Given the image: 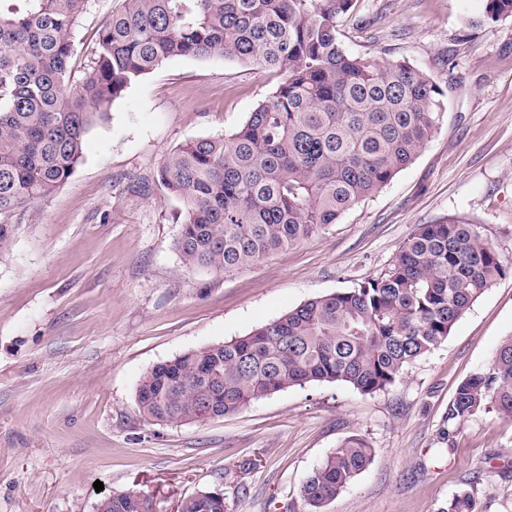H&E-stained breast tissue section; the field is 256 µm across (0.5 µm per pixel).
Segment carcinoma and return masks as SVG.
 <instances>
[{
	"label": "carcinoma",
	"mask_w": 512,
	"mask_h": 512,
	"mask_svg": "<svg viewBox=\"0 0 512 512\" xmlns=\"http://www.w3.org/2000/svg\"><path fill=\"white\" fill-rule=\"evenodd\" d=\"M352 2L115 0L77 77L74 39L89 0H0V256L25 207L73 175L112 102L173 57L222 55L282 75L235 132L191 140L160 167L158 182L184 209V264L236 270L337 223L412 162L445 108L441 87L409 63L380 66L346 50L336 23ZM508 17L512 0H483L477 22ZM506 273L475 225L420 224L383 276L153 365L137 408L158 424L203 423L312 383L386 391ZM488 408L512 419V337L457 386L448 424ZM372 452L362 438L341 442L305 481L307 504L335 500ZM106 501L105 512H147L135 491ZM475 504L474 490H462L447 512ZM181 512L227 505L193 495Z\"/></svg>",
	"instance_id": "1"
}]
</instances>
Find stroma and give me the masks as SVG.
Masks as SVG:
<instances>
[{"label": "stroma", "instance_id": "obj_1", "mask_svg": "<svg viewBox=\"0 0 512 512\" xmlns=\"http://www.w3.org/2000/svg\"><path fill=\"white\" fill-rule=\"evenodd\" d=\"M112 2L91 0L76 68ZM480 9L353 0L338 21L345 48L408 61L443 86L439 125L337 224L234 271L182 262V204L156 173L186 141L235 132L280 74L177 57L112 103L73 175L27 208L0 256V512H97L128 490L153 512L199 491L223 493L229 512H312L305 480L352 436L372 459L321 512H446L470 487L477 512H512V419L487 410L447 423L457 385L512 337V17L470 26ZM439 221L476 225L510 271L387 391L322 382L205 423L140 415L153 365L382 276L418 225Z\"/></svg>", "mask_w": 512, "mask_h": 512}]
</instances>
